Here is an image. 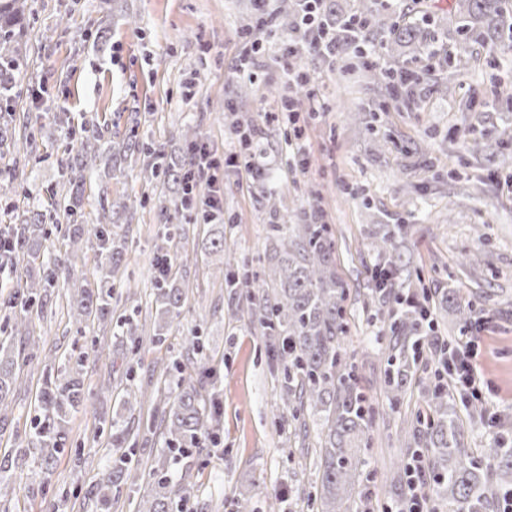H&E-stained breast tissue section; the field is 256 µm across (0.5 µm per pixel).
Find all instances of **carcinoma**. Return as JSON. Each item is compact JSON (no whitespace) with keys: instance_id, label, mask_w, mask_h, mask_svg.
<instances>
[{"instance_id":"1","label":"carcinoma","mask_w":512,"mask_h":512,"mask_svg":"<svg viewBox=\"0 0 512 512\" xmlns=\"http://www.w3.org/2000/svg\"><path fill=\"white\" fill-rule=\"evenodd\" d=\"M27 10V0H0V156H12V167L0 170L3 192L10 189L9 183L17 175L14 166L34 136V127L16 115L28 67ZM353 14L364 18L371 32L385 29L387 45L398 57L424 51L434 58L439 56V51L433 49L435 34L423 25L393 22L364 4ZM455 33L453 50L447 53L453 68L448 73L450 79L473 60L474 44L495 49L512 40V0H458ZM101 158L113 172L129 159L140 160L145 179L161 172L177 185L175 196L158 197L160 215L183 205L184 187L192 172L189 157L170 159L160 144H147L134 137L116 142L112 135L95 128L67 158L60 190L54 192L66 202L64 218L69 220L82 209L83 172ZM128 210L125 203L118 210L103 207L95 223L73 225L63 252L52 243H42L39 232L45 213L40 203L27 205L14 216V223L0 228V237L10 245V250L0 253V265L16 272V281L0 291V307L13 314L15 330L13 336L0 337V411L7 409L21 390L20 373L35 358L16 345V337L30 335L32 316L42 318L47 313L48 296L59 287V275H64L69 305L79 315L100 323L112 316V289L87 287L75 266L84 238H93L106 274L117 275L127 247L125 239L112 233L110 225ZM305 220L304 224L267 225V245L259 259V270L246 269L243 273V280L257 282L258 290L245 294L240 311L256 320L262 330L265 347L281 374L280 399L291 417L294 436L301 439V448H306L307 439L314 438L312 451L321 479L306 494L313 512H354L363 486L360 453L370 448L372 439L371 400L360 387L357 369L344 348L348 331L347 288L336 273L334 231L331 225L319 223L315 211ZM157 236L161 243L156 245L154 260L166 258L170 264H178L183 258L178 226L168 224L166 232L160 231ZM209 252L226 257L229 266L234 264V256L224 247L222 233L209 239ZM189 288L187 277L173 270L155 280L152 334L127 330L131 351H140L146 340L162 341L181 316ZM449 304L455 308L459 327L472 324L477 313L474 302L463 301L450 290L441 296L438 307ZM389 318V334L377 337L376 343L384 364L381 386L398 403L415 377L419 347L434 341V337L425 336L421 305L414 301L402 306L393 299ZM207 380L209 374L200 364L181 379L177 389L156 392L147 431L163 427L169 451L181 455L201 452L206 449L204 438L217 431ZM111 394L109 386L100 387L95 394L100 404L98 422L109 425L113 451L86 498H94L107 508L113 493L124 486H136L143 488L136 512H171L173 503L166 475L156 469L145 474L131 465L126 452L129 423L118 413H110L107 402ZM87 401L81 377L44 376L34 407L42 410L45 422L28 439L26 447L0 459V483L10 481L15 469L34 450L40 468L51 473L55 454L63 450L67 420ZM400 438L408 448L425 445L432 494L456 507L455 512H495L512 486V448L501 444L490 448L485 464H477L465 443L454 397L440 385L425 387L424 407L401 417Z\"/></svg>"}]
</instances>
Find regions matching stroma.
<instances>
[{"label":"stroma","instance_id":"35a3bbf8","mask_svg":"<svg viewBox=\"0 0 512 512\" xmlns=\"http://www.w3.org/2000/svg\"><path fill=\"white\" fill-rule=\"evenodd\" d=\"M456 4L394 0L388 12L414 20L429 15L432 29L450 36ZM29 5L28 74L37 92L22 93L16 110L28 115L35 141L10 191L0 192V226L61 182V162L87 117L108 124L120 137L136 132L141 141L164 145L179 158L185 151L180 130L187 123L198 126L216 153L235 150L228 116L233 106L253 122L267 176L259 183L234 174L226 179L224 242L238 260L232 267L206 250L212 225L191 223L181 211L159 217L155 192L137 167L91 178L85 215L95 216L102 187L108 200L139 203L132 223L122 228L129 248L112 282L114 323L81 320L62 296L52 316L32 320L29 343L36 363L21 374L24 385L12 404L14 435L0 441V456L30 430L25 414L44 365L82 364L85 386L92 391L111 386V408L135 422L149 416L152 404L144 399L124 410L122 385L176 387L181 374L172 363L191 357L189 339L195 335L219 394V445L186 457L170 453L161 433L141 434L134 439L140 469L165 468L175 491H187L177 512H236L241 493L251 496L258 512L277 494L285 497L282 512H302L296 492L318 482L317 460L289 453L277 371L256 323L237 310L225 286L226 277L257 269L265 227L278 221L268 205L272 199L296 213L321 208L336 234V272L349 289L345 348L354 353L360 381L379 412L373 445L362 456L367 499L380 507L396 499L387 478L401 454L394 437L398 418L379 386L384 365L373 351L375 337L389 326V307L372 297L370 278L387 226L408 229L405 238L391 242L400 256L394 288L424 290L434 299L455 288L482 309L484 413L468 415L465 396L455 397L469 448L479 457L493 446L494 422L512 436V105L500 96L503 86H512V52L476 48L474 63L452 88L435 60L394 62L385 53L384 33L372 32L382 67L397 63L417 72L427 96L411 104L395 99L372 78L370 66L348 51L335 67L316 65L325 114L305 129L308 164L300 169L289 164L288 132L275 117L279 100L268 93L288 83L282 56L288 29L276 24L275 37L265 45L262 82L232 77L252 0H29ZM63 15L68 25H60ZM188 84L194 90L190 100L183 96ZM60 112L68 113L70 127L56 123ZM473 137L485 145L478 158L465 147ZM166 221L186 229L192 286L179 324L162 342L144 343L131 364L123 356L128 345L121 330L141 328L148 317L155 235ZM474 251L482 263L463 264L464 254ZM130 283L138 285L137 295H128ZM157 363L169 366L167 376L153 373ZM95 406L88 401L70 419L68 443L52 473L32 462L0 485V512H99L84 498L111 453L106 436L96 432ZM77 456L82 466H75Z\"/></svg>","mask_w":512,"mask_h":512}]
</instances>
